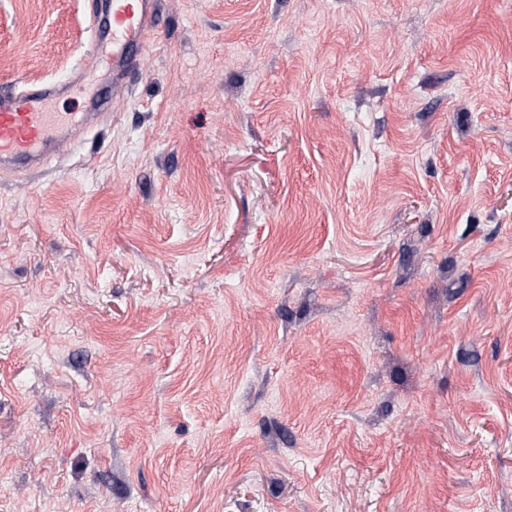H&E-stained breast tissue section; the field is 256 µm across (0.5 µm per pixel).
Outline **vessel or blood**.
<instances>
[{"instance_id": "1", "label": "vessel or blood", "mask_w": 512, "mask_h": 512, "mask_svg": "<svg viewBox=\"0 0 512 512\" xmlns=\"http://www.w3.org/2000/svg\"><path fill=\"white\" fill-rule=\"evenodd\" d=\"M159 0H84L94 50L112 55L113 94L127 88L149 36L159 26ZM74 80L26 82L0 88V170L22 176L40 171L62 148L88 131L107 98L91 95L86 112H54L51 104Z\"/></svg>"}]
</instances>
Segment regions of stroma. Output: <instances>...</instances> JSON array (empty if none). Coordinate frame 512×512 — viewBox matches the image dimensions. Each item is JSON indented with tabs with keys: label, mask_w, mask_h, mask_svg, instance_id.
<instances>
[{
	"label": "stroma",
	"mask_w": 512,
	"mask_h": 512,
	"mask_svg": "<svg viewBox=\"0 0 512 512\" xmlns=\"http://www.w3.org/2000/svg\"><path fill=\"white\" fill-rule=\"evenodd\" d=\"M76 75L0 0V87ZM0 512H512V0H163L0 177Z\"/></svg>",
	"instance_id": "obj_1"
}]
</instances>
